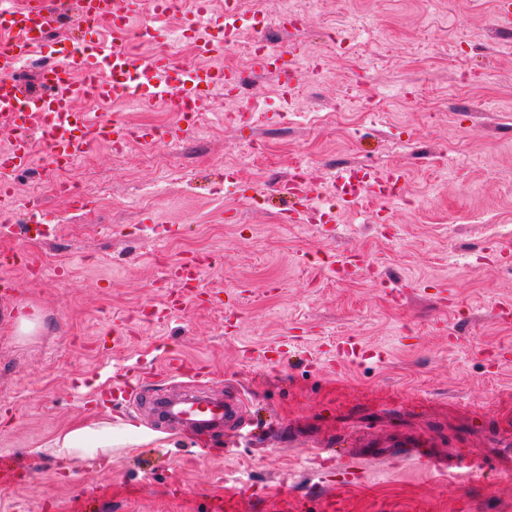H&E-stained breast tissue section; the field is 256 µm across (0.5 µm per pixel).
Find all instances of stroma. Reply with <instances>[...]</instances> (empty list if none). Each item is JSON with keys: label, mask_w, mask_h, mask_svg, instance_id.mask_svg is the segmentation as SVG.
I'll use <instances>...</instances> for the list:
<instances>
[{"label": "stroma", "mask_w": 512, "mask_h": 512, "mask_svg": "<svg viewBox=\"0 0 512 512\" xmlns=\"http://www.w3.org/2000/svg\"><path fill=\"white\" fill-rule=\"evenodd\" d=\"M497 0H307L300 30L270 24L277 47L324 52L322 74H294L284 94L245 45L224 56L248 70L240 93L206 104L212 131L98 146L79 169L87 210L47 188L43 166L14 181L42 192L52 234L31 244L0 233V253L26 251L40 279L9 269L0 300V453L33 471L0 486V512H324L338 477L358 488L338 512H512V27ZM357 159L403 171L401 200L339 208L333 224L283 220L262 190L307 162L320 182ZM204 249V300L168 320L134 321L165 300L167 268ZM33 334L20 335V318ZM361 357L343 359L342 342ZM204 376L169 371L170 356ZM141 373L132 405H108L115 372ZM241 394L252 425L208 454L159 421L155 394ZM96 417L172 434L126 443L98 465L46 445ZM486 461L470 473L425 470L397 456ZM340 455L333 474L307 456ZM189 489L168 495L169 484Z\"/></svg>", "instance_id": "1"}]
</instances>
